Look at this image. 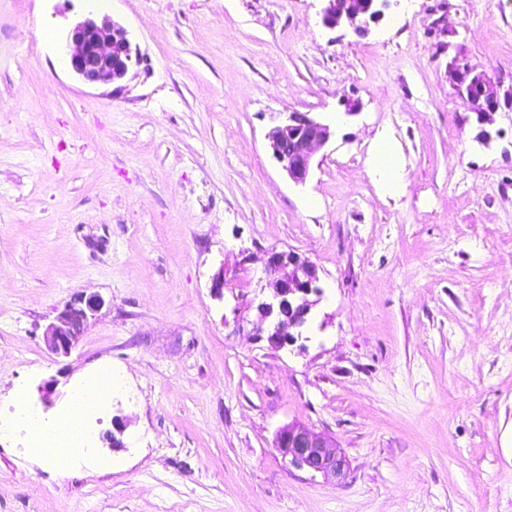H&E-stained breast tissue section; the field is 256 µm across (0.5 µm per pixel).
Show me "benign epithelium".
<instances>
[{
  "instance_id": "7a95c632",
  "label": "benign epithelium",
  "mask_w": 512,
  "mask_h": 512,
  "mask_svg": "<svg viewBox=\"0 0 512 512\" xmlns=\"http://www.w3.org/2000/svg\"><path fill=\"white\" fill-rule=\"evenodd\" d=\"M321 21L333 30L348 26L365 35L389 6V0H324ZM64 47L70 54L73 72L92 84H111L125 78L132 66L133 50L124 29L114 22L97 23L86 18L67 32ZM455 90L466 103L485 116L500 106L512 103V90L489 80L473 68H454ZM330 126L305 112L279 115L268 130L266 139L273 157L288 177L296 183L306 180L314 153L330 140ZM267 265L266 288L271 300L260 304L272 341L282 346L296 342L294 331L302 327L317 301L308 295H320L314 265L294 253L272 252ZM104 305L99 295L82 298L59 312L44 330L47 347L58 356L70 354L89 318ZM277 447L290 458L292 465L321 473L327 477L341 474L345 460L332 450L333 442L302 425H289L279 431Z\"/></svg>"
}]
</instances>
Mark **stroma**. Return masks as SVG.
I'll list each match as a JSON object with an SVG mask.
<instances>
[{
  "label": "stroma",
  "instance_id": "35a3bbf8",
  "mask_svg": "<svg viewBox=\"0 0 512 512\" xmlns=\"http://www.w3.org/2000/svg\"><path fill=\"white\" fill-rule=\"evenodd\" d=\"M322 7L0 0V414L125 383L82 459L0 435V512H512V107L479 122L449 68L512 87V0H389L364 36ZM86 18L138 50L124 80L72 71ZM282 112L333 132L302 183L266 140ZM272 251L321 289L280 348L255 331ZM80 294L105 304L56 356L44 328ZM291 423L343 477L288 462Z\"/></svg>",
  "mask_w": 512,
  "mask_h": 512
}]
</instances>
